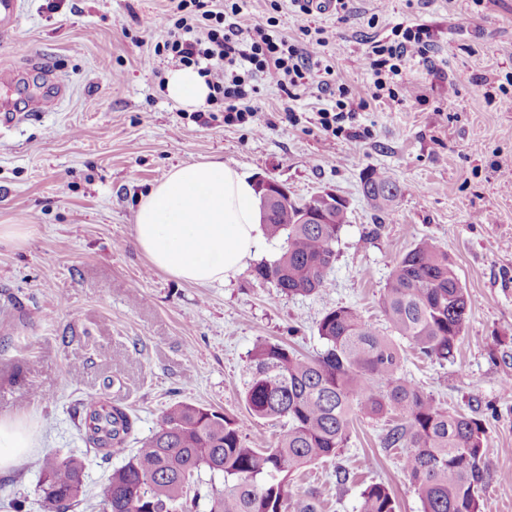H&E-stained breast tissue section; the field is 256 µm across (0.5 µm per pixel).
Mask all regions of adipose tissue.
Masks as SVG:
<instances>
[{
    "instance_id": "adipose-tissue-1",
    "label": "adipose tissue",
    "mask_w": 512,
    "mask_h": 512,
    "mask_svg": "<svg viewBox=\"0 0 512 512\" xmlns=\"http://www.w3.org/2000/svg\"><path fill=\"white\" fill-rule=\"evenodd\" d=\"M166 95L184 108L202 107L210 94L191 67L169 69ZM255 186L237 166L219 158L172 168L142 197L134 214V239L167 275L196 284L225 283L240 275L260 243ZM31 446L17 417L0 416V471L12 468Z\"/></svg>"
}]
</instances>
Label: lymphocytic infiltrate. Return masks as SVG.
Instances as JSON below:
<instances>
[{
	"mask_svg": "<svg viewBox=\"0 0 512 512\" xmlns=\"http://www.w3.org/2000/svg\"><path fill=\"white\" fill-rule=\"evenodd\" d=\"M243 0H173L171 25L163 43L176 65L197 68L211 89V100L223 102L224 122L242 124L256 117L250 80L261 74L282 91L314 81L312 62L329 41L325 29L295 44L264 25L242 28L239 17ZM433 43L428 29L405 27L400 40L373 45L366 64L374 77L372 98L388 94L391 100L410 96L413 90L401 84L393 91L388 83L402 73V64L412 56L428 58Z\"/></svg>",
	"mask_w": 512,
	"mask_h": 512,
	"instance_id": "1",
	"label": "lymphocytic infiltrate"
}]
</instances>
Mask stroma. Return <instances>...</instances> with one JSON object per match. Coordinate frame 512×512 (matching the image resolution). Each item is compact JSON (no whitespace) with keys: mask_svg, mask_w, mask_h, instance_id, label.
Here are the masks:
<instances>
[{"mask_svg":"<svg viewBox=\"0 0 512 512\" xmlns=\"http://www.w3.org/2000/svg\"><path fill=\"white\" fill-rule=\"evenodd\" d=\"M170 0H21L13 38H0V101L35 99L36 119L0 126V224L30 225L0 245V415L22 416L29 455L0 472V512L37 499L38 458L85 456L94 489L128 451L88 452L76 407L107 397L137 418L130 449L163 412L190 402L238 420L247 439L275 443L278 423L253 418L243 400L249 355L260 340L302 354L322 348L317 323L349 306L388 331L380 296L394 265L421 238L447 250L471 300L454 360L405 350L403 370L444 407L486 423L489 473L483 512H512V0H353L341 21L302 13L295 0H246L242 25L275 21L291 40L332 32L314 59L330 85L295 97L257 81L262 129L228 125L223 104L187 111L159 86L171 67L155 55ZM429 30L430 60L407 59L413 99H375L364 61L371 43L400 26ZM345 98L342 132L319 112ZM220 156L302 201L333 191L348 203L325 287L287 297L243 272L199 285L155 268L133 237L136 204L177 165ZM374 168L402 195L387 211L361 192ZM386 422L362 415L337 457L295 473L289 499L318 488L322 512H355L371 481L398 512H421L399 454L385 451ZM350 482L338 485L336 466Z\"/></svg>","mask_w":512,"mask_h":512,"instance_id":"stroma-1","label":"stroma"}]
</instances>
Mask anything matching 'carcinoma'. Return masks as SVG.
Returning <instances> with one entry per match:
<instances>
[{
  "mask_svg": "<svg viewBox=\"0 0 512 512\" xmlns=\"http://www.w3.org/2000/svg\"><path fill=\"white\" fill-rule=\"evenodd\" d=\"M362 194L376 209L401 195L387 173L369 169ZM298 203L279 204L262 215V228L284 238L273 261L253 278L288 297L309 296L325 284L336 260V242L349 223L344 204L331 207L325 224L299 223ZM392 330L426 359H454L471 304L453 263L434 238H422L393 267L381 295ZM323 349L303 355L285 343L259 340L250 352L243 398L254 418L277 421L281 433L269 446L249 441L237 420L188 402H176L155 431L98 485L102 512H288L290 477L301 468L338 455L350 440V424L393 414L382 437L386 449L403 450L402 468L418 492L421 512H482L487 484L482 466L486 428L476 416L451 411L402 370L399 346L337 306L317 323ZM136 420L101 398L82 403L84 441L108 459L123 449ZM85 460L48 453L39 463L40 512H68L85 494ZM209 474L205 486L201 475ZM390 488L372 482L361 492L358 512H396ZM294 512H321V494L308 491Z\"/></svg>",
  "mask_w": 512,
  "mask_h": 512,
  "instance_id": "obj_1",
  "label": "carcinoma"
}]
</instances>
